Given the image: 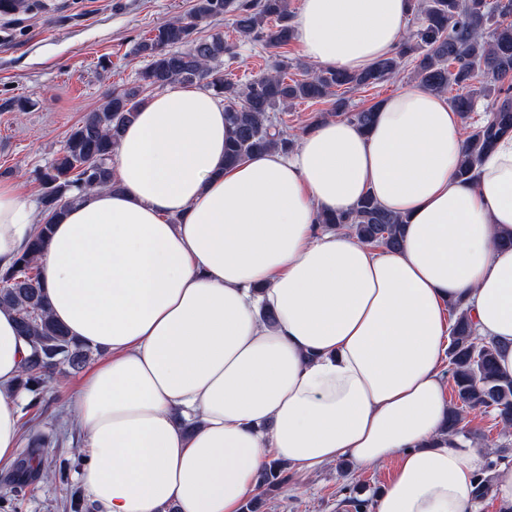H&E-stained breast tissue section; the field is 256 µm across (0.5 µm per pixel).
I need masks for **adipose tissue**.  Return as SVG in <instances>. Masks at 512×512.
Here are the masks:
<instances>
[{
	"mask_svg": "<svg viewBox=\"0 0 512 512\" xmlns=\"http://www.w3.org/2000/svg\"><path fill=\"white\" fill-rule=\"evenodd\" d=\"M410 0H302L307 59L357 71L404 39ZM362 129L327 120L289 152L224 164L212 92L169 84L126 127L118 189L66 207L39 256L54 319L101 357L68 403L93 512H241L261 471L392 464L375 512H481L480 448L446 431L450 308L512 378V135L458 177L461 117L405 86ZM372 195L402 245L318 223ZM36 208L0 180V270ZM28 343L0 308V461L21 441Z\"/></svg>",
	"mask_w": 512,
	"mask_h": 512,
	"instance_id": "1",
	"label": "adipose tissue"
}]
</instances>
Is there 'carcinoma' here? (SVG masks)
Returning <instances> with one entry per match:
<instances>
[{
    "instance_id": "cac0c4a2",
    "label": "carcinoma",
    "mask_w": 512,
    "mask_h": 512,
    "mask_svg": "<svg viewBox=\"0 0 512 512\" xmlns=\"http://www.w3.org/2000/svg\"><path fill=\"white\" fill-rule=\"evenodd\" d=\"M223 15L231 17L236 41L220 32L197 35L199 25ZM411 16L416 25L392 54L361 71L320 68L303 79L288 78L291 65L277 56L271 59L268 73L244 85L224 74V59L235 58L238 43L271 49L288 46L294 39L289 0H194L190 21L161 25L136 44L134 53L148 59L138 83L108 93L98 109L71 129L60 155L34 171L42 187L40 232L10 268L0 270V308L14 313L19 335L31 348L22 375V388L30 397L27 409L44 410L50 374L62 365L82 368L90 353L52 318L36 258L68 202L85 192L117 187L112 163L122 130L153 90L180 81L200 85L221 98L224 121L232 131L224 145V166L231 167L270 149L294 148L295 138L279 127L273 113L297 100L318 103L334 96L336 115L369 128L376 117L373 107L352 110L345 93L389 81L411 65L417 82L432 92L458 88L460 93L449 101L465 119L476 111L477 98L486 100L489 115L468 135L458 170L462 179L474 175L496 141L512 133V0H413ZM477 81L483 82L478 91L473 89ZM320 223L353 228L362 241L377 247L400 246L403 221L369 194L349 212L321 215ZM451 314L455 321L448 362L459 405L450 409L448 431L461 432L465 412L490 411L512 425V379L497 372L496 346L474 341L467 309L456 304ZM44 442L41 433L29 436L14 468L18 487L31 485L32 461ZM284 472V466L271 463L260 475L259 486L280 485Z\"/></svg>"
}]
</instances>
